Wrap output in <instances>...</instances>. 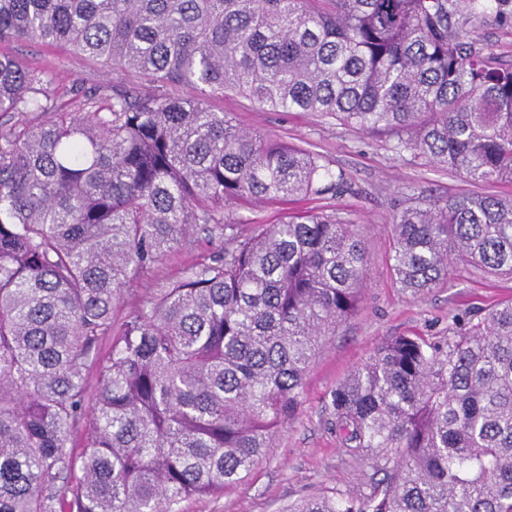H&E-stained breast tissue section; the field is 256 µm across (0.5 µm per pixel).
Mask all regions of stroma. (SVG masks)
I'll list each match as a JSON object with an SVG mask.
<instances>
[{"label": "stroma", "instance_id": "obj_1", "mask_svg": "<svg viewBox=\"0 0 512 512\" xmlns=\"http://www.w3.org/2000/svg\"><path fill=\"white\" fill-rule=\"evenodd\" d=\"M0 51L30 68L50 71L65 100L76 88L112 86L172 98L189 94L186 87L148 81L135 70L111 69L64 47H48L35 40L5 41ZM206 105L211 111L229 113L247 131L322 154L332 171H343L347 178L344 191L337 194L249 207L226 204L225 223L246 236L281 222L291 212H336L362 229L369 264L356 314L317 359L296 414L279 430L272 448L241 482L213 495L187 499L180 508L182 512H285L291 502L331 488L364 489L374 472L340 453L328 409L331 390L391 337L417 335L437 340L447 336L454 318L466 319L512 300V280L462 268L447 283L423 295L414 297L403 291L394 279L390 260L392 218L412 201L426 197L474 191L508 196L512 182L471 183L426 159L395 153L386 134L358 130L316 112H274L232 92L210 95ZM224 245L223 236L195 231L148 274L134 276L115 306V322L125 320L146 297L148 288L180 278L194 264L212 262L223 255Z\"/></svg>", "mask_w": 512, "mask_h": 512}]
</instances>
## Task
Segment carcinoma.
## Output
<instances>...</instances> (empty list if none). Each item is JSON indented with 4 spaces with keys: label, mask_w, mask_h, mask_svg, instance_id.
Instances as JSON below:
<instances>
[{
    "label": "carcinoma",
    "mask_w": 512,
    "mask_h": 512,
    "mask_svg": "<svg viewBox=\"0 0 512 512\" xmlns=\"http://www.w3.org/2000/svg\"><path fill=\"white\" fill-rule=\"evenodd\" d=\"M488 18L512 31V0H0V39L193 91H81L64 112L50 72L0 52V512H180L266 455L357 312L368 259L349 219L290 215L229 234L114 327L134 275L199 224L232 229L224 204L345 183L206 97L320 112L472 183L512 181V64L480 40ZM392 229L413 296L457 263L512 279V196L421 199ZM329 408L342 454L379 479L285 512H512V302L443 342H382Z\"/></svg>",
    "instance_id": "obj_1"
}]
</instances>
